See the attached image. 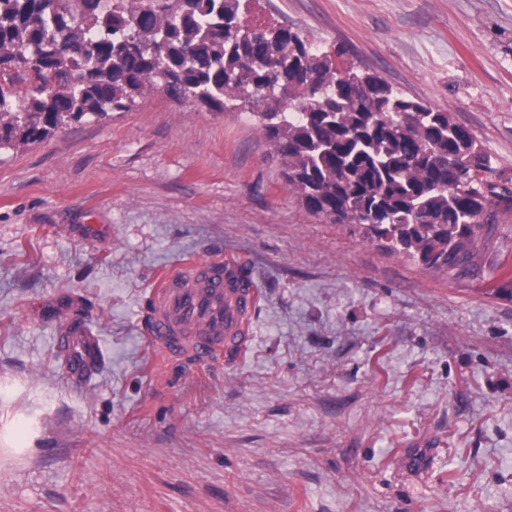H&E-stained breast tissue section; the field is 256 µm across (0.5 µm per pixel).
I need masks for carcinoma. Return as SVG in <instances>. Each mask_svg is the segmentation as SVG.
Returning a JSON list of instances; mask_svg holds the SVG:
<instances>
[{
  "mask_svg": "<svg viewBox=\"0 0 512 512\" xmlns=\"http://www.w3.org/2000/svg\"><path fill=\"white\" fill-rule=\"evenodd\" d=\"M251 0H0V150L71 121L127 111L151 88L212 111L247 108L286 167L288 189L331 224L366 226L428 268L471 261L490 158L450 113L376 74L355 81L297 31L249 28Z\"/></svg>",
  "mask_w": 512,
  "mask_h": 512,
  "instance_id": "1",
  "label": "carcinoma"
}]
</instances>
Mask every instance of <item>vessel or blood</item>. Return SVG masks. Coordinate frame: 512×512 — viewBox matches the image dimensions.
<instances>
[{
	"label": "vessel or blood",
	"mask_w": 512,
	"mask_h": 512,
	"mask_svg": "<svg viewBox=\"0 0 512 512\" xmlns=\"http://www.w3.org/2000/svg\"><path fill=\"white\" fill-rule=\"evenodd\" d=\"M260 301L241 259L229 254L189 259L156 280L144 304L143 331L168 360L195 366L236 361L251 339V318ZM58 343L71 353L75 372L101 354L97 337L83 328Z\"/></svg>",
	"instance_id": "b4317fda"
}]
</instances>
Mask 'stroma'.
<instances>
[{"instance_id": "35a3bbf8", "label": "stroma", "mask_w": 512, "mask_h": 512, "mask_svg": "<svg viewBox=\"0 0 512 512\" xmlns=\"http://www.w3.org/2000/svg\"><path fill=\"white\" fill-rule=\"evenodd\" d=\"M451 113L512 179V0H252ZM232 253L262 300L234 366L162 360L163 268ZM512 214L429 268L290 192L246 109L154 89L0 151V512H512ZM102 353L73 377L56 339Z\"/></svg>"}]
</instances>
